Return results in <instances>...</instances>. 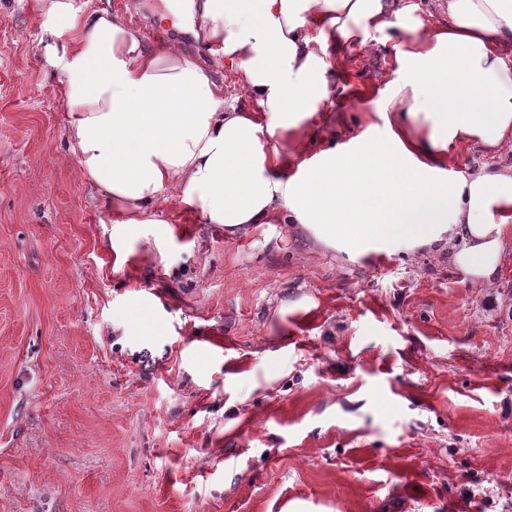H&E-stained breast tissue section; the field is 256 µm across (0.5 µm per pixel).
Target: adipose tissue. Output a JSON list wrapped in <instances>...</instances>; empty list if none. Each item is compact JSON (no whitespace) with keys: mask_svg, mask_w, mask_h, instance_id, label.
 Wrapping results in <instances>:
<instances>
[{"mask_svg":"<svg viewBox=\"0 0 512 512\" xmlns=\"http://www.w3.org/2000/svg\"><path fill=\"white\" fill-rule=\"evenodd\" d=\"M50 8L70 32L60 82L67 148L115 224H156L162 193L195 222L232 231L282 220L347 255L377 240L429 246L491 281L512 229V165L451 172L455 148L512 143V0H445L448 23L397 37L402 79L377 110L386 140L353 138L289 174L277 144L301 139L328 97L331 41L388 35L412 17L398 0H207L217 45L199 64L172 43L149 47L124 16ZM234 71L232 84L219 70ZM258 109L244 112L240 99Z\"/></svg>","mask_w":512,"mask_h":512,"instance_id":"obj_1","label":"adipose tissue"}]
</instances>
